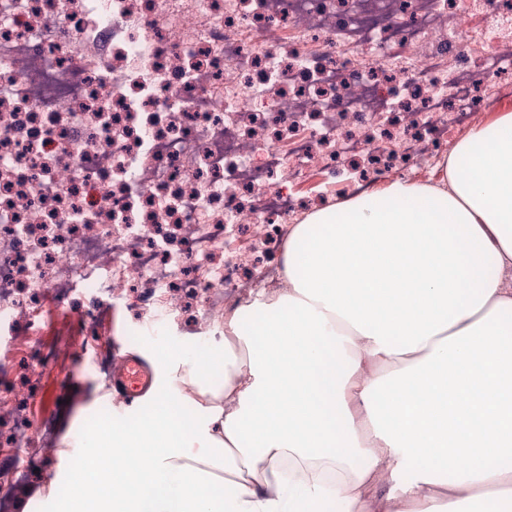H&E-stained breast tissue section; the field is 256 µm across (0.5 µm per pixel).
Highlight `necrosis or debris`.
<instances>
[{"instance_id": "necrosis-or-debris-1", "label": "necrosis or debris", "mask_w": 512, "mask_h": 512, "mask_svg": "<svg viewBox=\"0 0 512 512\" xmlns=\"http://www.w3.org/2000/svg\"><path fill=\"white\" fill-rule=\"evenodd\" d=\"M485 15L481 27L464 10ZM0 0V333L25 293L154 313L280 278L289 184L410 177L512 96V0ZM248 239V252L236 242Z\"/></svg>"}]
</instances>
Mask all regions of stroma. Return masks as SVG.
I'll list each match as a JSON object with an SVG mask.
<instances>
[{
	"label": "stroma",
	"mask_w": 512,
	"mask_h": 512,
	"mask_svg": "<svg viewBox=\"0 0 512 512\" xmlns=\"http://www.w3.org/2000/svg\"><path fill=\"white\" fill-rule=\"evenodd\" d=\"M80 306L79 300L66 305L44 292L32 316L16 324L12 334L0 335V400L24 408L17 419H0V465L8 466L9 481L27 487L12 495L9 512H20L19 504L26 500L32 512H60L61 497H44L42 479L49 476L65 484L70 470L82 463L76 452L60 453L80 408H90L96 419L109 415L128 424L137 419L136 405L112 392L94 371L93 360L137 358L152 348L190 345L202 338L177 315L159 320L109 301L87 318ZM24 426L37 430L38 439L31 450L35 465L21 471L7 442L11 430Z\"/></svg>",
	"instance_id": "stroma-1"
}]
</instances>
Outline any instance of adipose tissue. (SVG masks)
Returning a JSON list of instances; mask_svg holds the SVG:
<instances>
[{"label":"adipose tissue","instance_id":"adipose-tissue-1","mask_svg":"<svg viewBox=\"0 0 512 512\" xmlns=\"http://www.w3.org/2000/svg\"><path fill=\"white\" fill-rule=\"evenodd\" d=\"M278 284L65 434L63 512H512V108L286 225Z\"/></svg>","mask_w":512,"mask_h":512}]
</instances>
